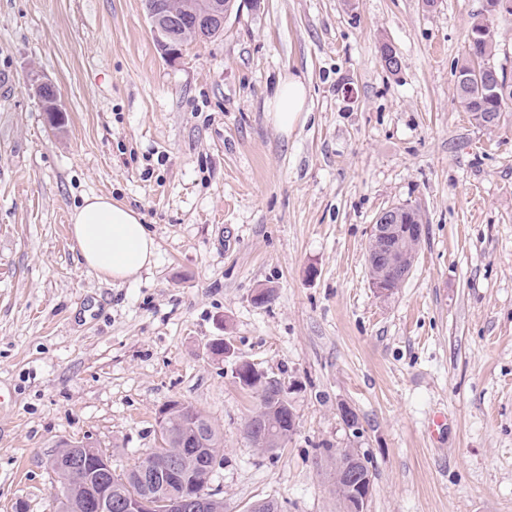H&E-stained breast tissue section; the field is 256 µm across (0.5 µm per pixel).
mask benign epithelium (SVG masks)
Masks as SVG:
<instances>
[{"mask_svg": "<svg viewBox=\"0 0 512 512\" xmlns=\"http://www.w3.org/2000/svg\"><path fill=\"white\" fill-rule=\"evenodd\" d=\"M145 4L157 45L171 59L180 55L186 47L187 35L201 41L219 34L232 14L228 0H182L177 10L171 9L167 0H145ZM408 213L409 218L403 220L393 215L390 208L381 212L367 245L368 265L386 263L399 281L405 278L408 264L413 262L410 253L401 248V243L421 238L423 231L417 213L411 209ZM234 375L245 388L253 385L262 388L275 386L276 397L285 398V388L277 378L260 371L246 360L235 362ZM153 467L167 471L174 479L181 477V466L177 459L161 457L159 452L154 451L150 460L143 465V470L138 472L142 488L124 494L117 502L112 501L111 491H104L93 499L97 512H112L114 507L121 512H212L213 497L203 489L208 475H203L201 480L186 487L182 494L174 495L165 483L159 489L148 487V479L153 477L149 469Z\"/></svg>", "mask_w": 512, "mask_h": 512, "instance_id": "7a95c632", "label": "benign epithelium"}]
</instances>
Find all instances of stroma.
Masks as SVG:
<instances>
[{
	"label": "stroma",
	"mask_w": 512,
	"mask_h": 512,
	"mask_svg": "<svg viewBox=\"0 0 512 512\" xmlns=\"http://www.w3.org/2000/svg\"><path fill=\"white\" fill-rule=\"evenodd\" d=\"M236 5L172 60L144 0H0V512H55L60 442L129 468L172 401L224 438V512H341L328 448L365 454L368 512H512V110L480 126L454 76L484 0ZM291 71L310 113L284 135L264 102ZM90 195L147 224L150 269L112 284L84 265L70 214ZM396 205L424 231L381 296L366 248ZM238 358L297 416L274 453L243 433L259 401ZM47 85H51V84L47 81H42L35 86V91L41 99L44 112H48L50 114L52 120L55 123L59 124L61 121V118L63 116V112H65V110L61 104L59 96L56 95V92L52 86L46 87L45 98L54 97L55 95L56 96L54 98H50V99H44L41 97L42 89ZM234 375L237 382L245 388L252 387L256 384L257 387L268 388L272 386L277 387L276 397L280 399L286 398V391L282 383L275 377L268 376L263 371H260L254 364L246 360H237L234 365Z\"/></svg>",
	"instance_id": "1"
}]
</instances>
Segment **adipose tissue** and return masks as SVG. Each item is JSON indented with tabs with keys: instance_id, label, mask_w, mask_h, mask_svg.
Masks as SVG:
<instances>
[{
	"instance_id": "adipose-tissue-1",
	"label": "adipose tissue",
	"mask_w": 512,
	"mask_h": 512,
	"mask_svg": "<svg viewBox=\"0 0 512 512\" xmlns=\"http://www.w3.org/2000/svg\"><path fill=\"white\" fill-rule=\"evenodd\" d=\"M274 125L290 132L308 113V88L299 75L280 78L266 103ZM72 236L84 264L108 283H120L149 269L157 244L138 214L111 197H85L71 216Z\"/></svg>"
}]
</instances>
